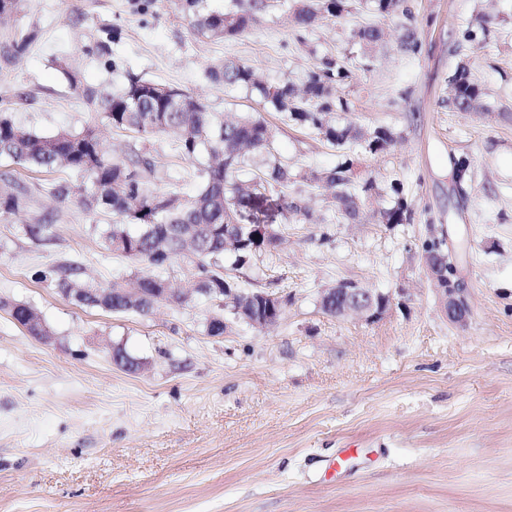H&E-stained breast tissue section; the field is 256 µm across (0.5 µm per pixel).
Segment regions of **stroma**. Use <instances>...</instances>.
Returning a JSON list of instances; mask_svg holds the SVG:
<instances>
[{
  "label": "stroma",
  "instance_id": "stroma-1",
  "mask_svg": "<svg viewBox=\"0 0 512 512\" xmlns=\"http://www.w3.org/2000/svg\"><path fill=\"white\" fill-rule=\"evenodd\" d=\"M291 2L271 0L231 39L198 36L192 20L233 0H200L193 12L186 0H22L0 24V34L40 31L21 59L0 56V103L16 125L42 135L99 127L113 156L132 144L151 153V190L189 197L197 162L182 160L172 137L105 128L53 60L67 57L92 86H119L131 71L188 90L214 115L272 125L275 155L301 175L287 193L310 211L274 214L276 249L240 266L224 259L245 289L287 296L279 321L259 328L230 315L213 336L218 306L197 294L143 318L80 307L34 282L65 262L101 286L143 268L101 237L111 213L53 196L70 171L0 160V181L31 190L18 216L0 220V301L32 305L48 332L34 338L0 308V512H512V0H407L408 17L358 0L301 33ZM484 16L486 42L457 44V29ZM366 25L382 30V45L370 68L352 64L338 89L349 109L335 119L388 128L395 142L354 155L382 192L351 220L309 179L341 163V151L205 71L237 61L265 83L300 87ZM103 27L118 33L109 74L81 51ZM410 28L416 54L401 48ZM460 68L483 92L479 110L448 102ZM458 158L470 166L460 192L449 175ZM394 181L411 217L383 224ZM48 213L51 241L20 233ZM439 235L469 290L463 327L441 311L418 249ZM346 280L391 295L389 309L372 322L325 314L320 292ZM118 349L136 370L114 363Z\"/></svg>",
  "mask_w": 512,
  "mask_h": 512
}]
</instances>
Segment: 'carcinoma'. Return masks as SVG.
<instances>
[{"instance_id":"cac0c4a2","label":"carcinoma","mask_w":512,"mask_h":512,"mask_svg":"<svg viewBox=\"0 0 512 512\" xmlns=\"http://www.w3.org/2000/svg\"><path fill=\"white\" fill-rule=\"evenodd\" d=\"M373 4L380 14L400 9L411 16L405 0H373ZM350 6L351 0H309L294 12V24L306 30L323 18L343 16ZM266 7V0H236L233 11L196 16L194 29L206 37H236L245 33ZM490 23L491 19L482 18L476 25L470 23L460 28L458 42H476L488 34ZM38 38L39 30L35 27L16 32L4 45L6 57H22ZM114 40V30L105 28L83 44L82 52L110 68ZM381 41L378 28L362 27L352 34L349 54L358 55L359 62L367 67L376 57ZM54 64L70 89L113 128L132 131L141 138L172 134L179 155L189 161L201 151H208L211 161L197 169L195 194L183 200L174 194L150 190L156 173L150 154L132 147L124 157L114 159L104 149L94 127L81 133L62 130L41 135L15 125L7 113L0 111V158L43 172L63 167L87 178L91 184L89 193L84 195L82 187L65 182L55 185L53 195L65 200L78 193L84 205L112 213V223L105 230L106 243L112 246V251L147 269L137 278L136 287L151 293L169 285L154 271L177 259H186L192 265L191 288L238 287L224 275L225 253H232L235 263L242 265L255 251L277 246L279 236L257 230L268 223L270 207L264 206V192L286 188L297 177L276 159L259 174L246 169L249 155L268 152L273 134L267 122L251 115L229 122L216 120L200 99L179 87L173 97L154 98L151 90L156 83L134 72L126 74L119 90L95 92L86 85L82 71L72 67L66 58L57 57ZM207 77L228 87L259 90L274 111L284 113L286 118L316 132L338 149L359 146L375 154L394 142L393 133L387 129L367 132L351 125L340 126L333 119V113L348 110L347 103L335 95L336 84L350 77L346 56L322 58L300 90L287 81L277 85L263 83L249 65L240 62L213 65ZM449 84L452 102L461 111L482 96L479 86L470 81L464 70L455 72ZM355 178L349 158L333 169L310 175L311 180L335 188L333 206L351 219L359 214L362 195L376 189L371 179L354 185ZM390 190L396 197L395 204L380 211L379 220L383 224H401L407 220L408 204L400 185L393 184ZM27 193L26 187L16 183L0 187V218L9 219L19 213ZM276 206L293 215L310 217L300 197L283 194ZM80 275L79 266L65 263L38 271L35 278L54 282L63 293L68 288L93 287L91 283L80 282Z\"/></svg>"}]
</instances>
